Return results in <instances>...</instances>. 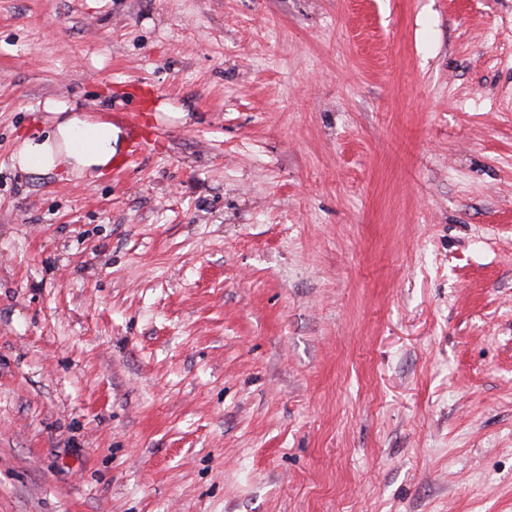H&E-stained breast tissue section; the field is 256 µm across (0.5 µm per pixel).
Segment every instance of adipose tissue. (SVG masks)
<instances>
[{
  "instance_id": "obj_1",
  "label": "adipose tissue",
  "mask_w": 512,
  "mask_h": 512,
  "mask_svg": "<svg viewBox=\"0 0 512 512\" xmlns=\"http://www.w3.org/2000/svg\"><path fill=\"white\" fill-rule=\"evenodd\" d=\"M43 109L52 118L46 136L24 138L12 160L23 172L43 174L60 167L85 176L110 167L119 143V128L90 120L66 99H49Z\"/></svg>"
}]
</instances>
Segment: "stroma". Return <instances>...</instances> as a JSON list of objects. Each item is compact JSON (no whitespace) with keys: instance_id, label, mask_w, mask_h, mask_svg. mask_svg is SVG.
<instances>
[{"instance_id":"35a3bbf8","label":"stroma","mask_w":512,"mask_h":512,"mask_svg":"<svg viewBox=\"0 0 512 512\" xmlns=\"http://www.w3.org/2000/svg\"><path fill=\"white\" fill-rule=\"evenodd\" d=\"M0 512H512V0H0ZM43 110L51 114L53 126L46 136L22 140L12 157L22 172L43 174L66 167L79 177L112 167L120 135L112 122L90 120L67 99H48Z\"/></svg>"}]
</instances>
